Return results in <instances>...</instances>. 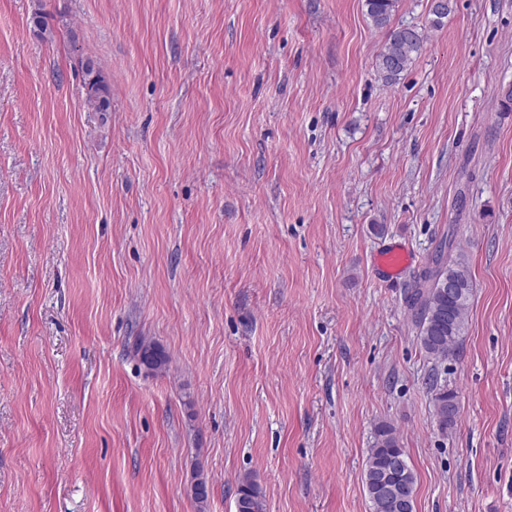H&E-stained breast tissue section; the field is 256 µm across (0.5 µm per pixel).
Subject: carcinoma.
I'll list each match as a JSON object with an SVG mask.
<instances>
[{
	"label": "carcinoma",
	"instance_id": "obj_1",
	"mask_svg": "<svg viewBox=\"0 0 512 512\" xmlns=\"http://www.w3.org/2000/svg\"><path fill=\"white\" fill-rule=\"evenodd\" d=\"M396 3L397 0H365L372 24L386 32L375 67L378 77L387 84L396 83L424 48V36L417 27L391 25ZM452 10V0L431 4V25L440 26ZM84 87L108 100L106 81L93 66L84 68ZM473 288L471 270L464 253L453 252V240L442 241L431 263L417 274L407 299L418 328L417 342L427 356L446 359L459 348L466 330ZM136 355L140 363L149 368L162 369L167 363L165 352L152 343L140 344ZM430 388L434 391L433 406L438 425L446 431L455 423L459 413L456 392L445 386L437 387L435 380L430 381ZM375 434L363 470L370 512H399L384 493L386 486L407 490L409 507L405 512H415L416 475L405 449L393 427L381 424ZM236 512H266L265 499L257 483L248 475L238 482Z\"/></svg>",
	"mask_w": 512,
	"mask_h": 512
}]
</instances>
